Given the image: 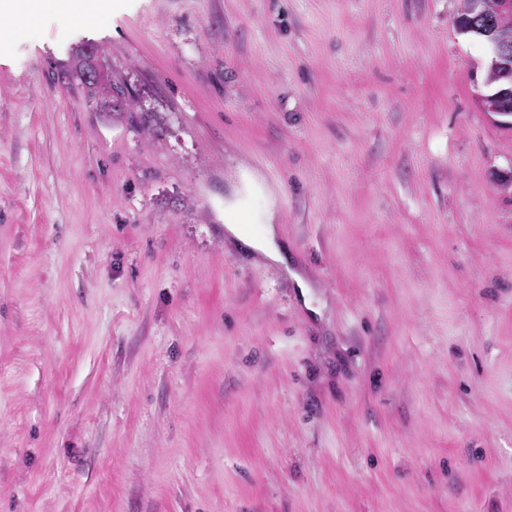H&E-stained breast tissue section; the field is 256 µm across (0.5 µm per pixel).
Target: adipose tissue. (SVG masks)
Wrapping results in <instances>:
<instances>
[{
  "mask_svg": "<svg viewBox=\"0 0 512 512\" xmlns=\"http://www.w3.org/2000/svg\"><path fill=\"white\" fill-rule=\"evenodd\" d=\"M112 7L113 0H0V45L9 39L15 25L34 20L42 10L64 14L75 25L81 26L94 18L111 15ZM262 221V234L254 235L236 205L224 208V232L236 248L261 255L277 265H285L274 209H266Z\"/></svg>",
  "mask_w": 512,
  "mask_h": 512,
  "instance_id": "adipose-tissue-1",
  "label": "adipose tissue"
}]
</instances>
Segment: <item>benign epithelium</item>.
<instances>
[{"label": "benign epithelium", "instance_id": "7a95c632", "mask_svg": "<svg viewBox=\"0 0 512 512\" xmlns=\"http://www.w3.org/2000/svg\"><path fill=\"white\" fill-rule=\"evenodd\" d=\"M486 11L485 0H468L465 14L459 21L462 28H481L492 49L488 70L502 81V88L496 95L495 113L512 116V23L506 22L493 28L481 27Z\"/></svg>", "mask_w": 512, "mask_h": 512}]
</instances>
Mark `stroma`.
<instances>
[{
	"instance_id": "stroma-1",
	"label": "stroma",
	"mask_w": 512,
	"mask_h": 512,
	"mask_svg": "<svg viewBox=\"0 0 512 512\" xmlns=\"http://www.w3.org/2000/svg\"><path fill=\"white\" fill-rule=\"evenodd\" d=\"M462 4L17 27L0 512H512V127ZM82 48L124 118L69 79ZM228 201L256 234L275 205L287 266L225 241ZM92 49H85L75 65L74 75L78 78L89 101L95 102L100 111L109 120H117L128 111V100L123 87L112 83V77L104 70L102 63L94 55ZM94 64L100 72L97 81H88L84 78L85 70Z\"/></svg>"
}]
</instances>
